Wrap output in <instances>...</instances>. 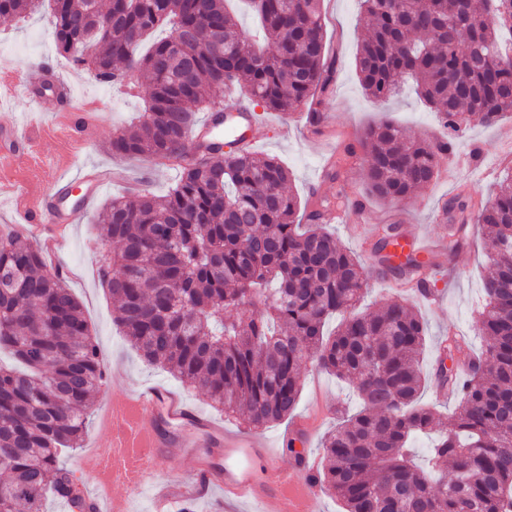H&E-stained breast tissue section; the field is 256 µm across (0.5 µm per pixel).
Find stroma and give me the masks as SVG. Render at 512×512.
Masks as SVG:
<instances>
[{
    "mask_svg": "<svg viewBox=\"0 0 512 512\" xmlns=\"http://www.w3.org/2000/svg\"><path fill=\"white\" fill-rule=\"evenodd\" d=\"M325 23L327 50L336 62L333 83L322 103L330 113L326 125L313 126L306 109L289 115L255 108V126L264 131L255 151L277 157L289 170L291 184L300 201L313 196L342 195L349 200L363 201L370 220L366 223L336 224V235L346 248L368 255L367 241L373 225L400 224L410 236H417L426 245L449 259L436 276V304L420 302L419 310L427 326L425 359L435 362L444 338L476 336V309L482 302V279L486 274V250L478 229H471L467 244L448 251V226L440 218L443 202L458 190L477 200H486L507 170L512 169V116H505L497 125L486 127L471 123L461 137L458 149L475 156L473 166L456 169L447 159H440L442 170L428 189L419 191L409 201L381 202L368 196L364 183L365 160L357 149L358 138L372 124L384 120L404 127L410 135L427 138L440 136L442 128L434 112L420 101L412 83H405L399 95L379 104L363 91L356 73V52L361 38L369 33L368 21L361 14L359 0H321ZM49 8L22 18H0V59L8 60L17 70L38 82L41 64L54 62L75 83L74 109H81L84 99L98 102L99 121L93 136L72 145L68 151L73 174L86 170L112 173L113 180L98 196L96 208L103 207L110 197L130 192L147 183L160 194L166 193L179 177L177 169L156 165L145 159H128L112 155L107 145L113 132L129 126L138 116L148 96L145 84L135 90L115 89L99 83L86 69L73 67L58 55L52 32ZM341 162L338 179H329V159ZM86 183H76L70 191L68 207L76 216L71 226L69 244L60 262L68 268L66 284L82 304L91 332L97 342L103 363L120 365L124 377L110 380L108 388L114 398H122L137 383L155 381L178 388V381L161 367L145 363L123 335L116 318L117 304L103 283L99 260L106 248L98 235L94 210L82 211ZM304 388L293 419L310 415L317 406L328 412L318 421L314 432L322 434L331 424L330 407L337 399L349 406L357 400L348 385L318 371L312 364L302 366ZM293 419L272 424L265 436L280 452L282 464L294 463L287 448Z\"/></svg>",
    "mask_w": 512,
    "mask_h": 512,
    "instance_id": "stroma-1",
    "label": "stroma"
}]
</instances>
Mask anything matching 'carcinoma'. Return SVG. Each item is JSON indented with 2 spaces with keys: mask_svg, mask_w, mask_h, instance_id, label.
I'll use <instances>...</instances> for the list:
<instances>
[{
  "mask_svg": "<svg viewBox=\"0 0 512 512\" xmlns=\"http://www.w3.org/2000/svg\"><path fill=\"white\" fill-rule=\"evenodd\" d=\"M45 1L57 49L75 67L116 87L148 81L143 112L112 134V154L179 164L166 194L143 185L96 217L101 239L118 243L100 273L144 361L255 430L293 414L304 363L352 385L360 409L336 406L316 476L343 512H512V174L487 202L460 191L443 206L456 242L467 239L471 219L486 241L481 350L466 371L448 367L445 360L471 352L467 338L450 336L428 372L426 325L412 306L356 309L368 269L330 230L334 204L314 199L299 221L277 158L241 152L222 128L193 136L198 113L221 122L228 87L267 111L305 105L321 123L335 61L326 56L320 0H251L264 47L245 43L224 0H108L105 10L101 0H0V17ZM360 3L370 21L357 52L364 90L386 102L410 77L443 127L439 138H411L382 121L359 139L369 193L408 200L436 180L440 158L464 132L460 114L492 125L512 112V0ZM203 19L222 52L193 44ZM159 28L167 36L139 53ZM404 238L401 225H379L373 266L419 287L442 262L411 254L395 262L392 248ZM2 351L14 364L0 363V472L8 476L0 512H43L50 494L82 512V491L60 454L82 447L90 400L106 376L81 303L12 231L0 232ZM432 383L457 400L447 423L419 402ZM431 433L418 466L412 448Z\"/></svg>",
  "mask_w": 512,
  "mask_h": 512,
  "instance_id": "obj_1",
  "label": "carcinoma"
}]
</instances>
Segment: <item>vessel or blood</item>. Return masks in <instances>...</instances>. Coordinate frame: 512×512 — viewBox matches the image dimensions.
<instances>
[{"mask_svg": "<svg viewBox=\"0 0 512 512\" xmlns=\"http://www.w3.org/2000/svg\"><path fill=\"white\" fill-rule=\"evenodd\" d=\"M41 86V92L31 93L32 102L39 111L68 114L65 140H80L87 117L71 112L73 83L54 75ZM71 182L68 173H58L45 192L19 210L23 222L41 217L52 221V228L39 242L52 259L70 224L56 202L67 195ZM101 411L112 440L108 450L88 451L93 471L84 497L93 512H131L129 498L112 493V475L117 470L124 473L127 488L152 485L149 512H183L185 499L206 501L216 496L257 507L258 512H315L319 486L314 479V461L303 466L282 465L277 448L264 436L224 430L175 391L143 386L131 390L123 401L105 399ZM173 449L194 464L183 486L158 474Z\"/></svg>", "mask_w": 512, "mask_h": 512, "instance_id": "vessel-or-blood-1", "label": "vessel or blood"}]
</instances>
